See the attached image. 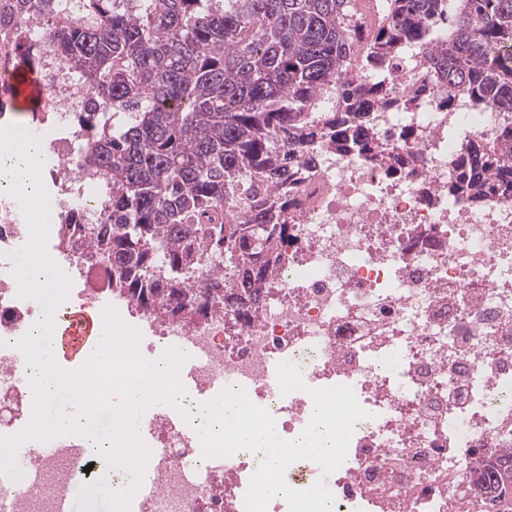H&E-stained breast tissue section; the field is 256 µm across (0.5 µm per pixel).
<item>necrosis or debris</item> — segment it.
Masks as SVG:
<instances>
[{
    "label": "necrosis or debris",
    "mask_w": 512,
    "mask_h": 512,
    "mask_svg": "<svg viewBox=\"0 0 512 512\" xmlns=\"http://www.w3.org/2000/svg\"><path fill=\"white\" fill-rule=\"evenodd\" d=\"M14 4L0 0V126L14 122L10 76L19 55L9 34L18 30L46 92L28 129L56 158L49 255L68 268L77 299L114 306L139 331L140 353L188 339L204 357L197 388L222 379L243 389L287 440L312 418L310 389L351 387L367 416L343 463L323 477L335 512H512L511 496L481 493L473 482L481 464L512 448V192H488L478 206L448 193L464 143L497 139L499 112L448 101L429 80L426 52L404 57L389 84L413 103L378 109L371 131L387 160L324 144L306 156L285 215L291 242L254 304L218 299L191 318L166 306L144 310L113 291L112 262L94 253L92 229L112 182L89 176L75 155L85 142L75 111L90 94L77 74L58 69L38 35L43 17L17 25ZM28 236L17 201L0 192V435L31 417L15 343L40 306L18 298L9 257ZM284 362L305 383L285 395L267 385ZM143 435L159 494L138 497L137 512H246L261 453L204 457L169 408H152ZM86 459L76 441L36 463L35 483H0V512H56Z\"/></svg>",
    "instance_id": "obj_1"
}]
</instances>
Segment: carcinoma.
<instances>
[{
  "instance_id": "carcinoma-1",
  "label": "carcinoma",
  "mask_w": 512,
  "mask_h": 512,
  "mask_svg": "<svg viewBox=\"0 0 512 512\" xmlns=\"http://www.w3.org/2000/svg\"><path fill=\"white\" fill-rule=\"evenodd\" d=\"M60 0H17L48 19ZM358 0H69L75 19L47 40L102 105L85 104L89 165L112 171L98 241L117 262L116 290L143 308L175 312L199 261L251 271L263 288L288 246L287 181L320 142L367 154L383 80L404 53L428 48L433 83L512 113V0H380L367 40ZM450 191L484 197L499 177L512 189V126L474 140ZM238 197L263 206L258 222L224 218Z\"/></svg>"
}]
</instances>
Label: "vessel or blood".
Wrapping results in <instances>:
<instances>
[{
  "label": "vessel or blood",
  "mask_w": 512,
  "mask_h": 512,
  "mask_svg": "<svg viewBox=\"0 0 512 512\" xmlns=\"http://www.w3.org/2000/svg\"><path fill=\"white\" fill-rule=\"evenodd\" d=\"M13 86L18 107L34 110L40 107L45 91L35 72L19 67L13 75ZM100 314L97 309L74 306L58 315L52 347L58 365L68 370L79 369L89 351L96 349L101 341ZM56 442L29 441L18 452L19 465L28 467L35 461L55 453Z\"/></svg>",
  "instance_id": "vessel-or-blood-1"
}]
</instances>
